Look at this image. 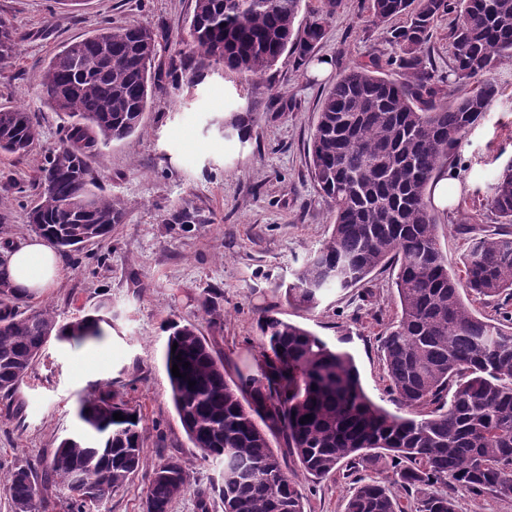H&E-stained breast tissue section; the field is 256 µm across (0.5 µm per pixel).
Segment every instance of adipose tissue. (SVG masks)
<instances>
[{
	"label": "adipose tissue",
	"instance_id": "1",
	"mask_svg": "<svg viewBox=\"0 0 512 512\" xmlns=\"http://www.w3.org/2000/svg\"><path fill=\"white\" fill-rule=\"evenodd\" d=\"M6 267L14 285L29 295L51 287L59 272L54 249L39 238L9 252Z\"/></svg>",
	"mask_w": 512,
	"mask_h": 512
}]
</instances>
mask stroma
<instances>
[{
    "label": "stroma",
    "instance_id": "1",
    "mask_svg": "<svg viewBox=\"0 0 512 512\" xmlns=\"http://www.w3.org/2000/svg\"><path fill=\"white\" fill-rule=\"evenodd\" d=\"M193 9L194 0H0V17L21 36L14 59L0 67V110L25 108L39 126L27 155H0V202L9 214L0 224V249L31 238L24 216L38 201L35 181L62 135L61 116L41 92L56 52L104 25H145L157 35L153 73L166 75L175 62L185 76L198 78L192 87L167 83L153 90L141 131L91 154L97 190L123 220L104 242L60 255L56 285L25 304L29 311L52 308L66 323L106 303L111 324L97 338L50 341L26 383L12 398L0 397V475L41 464L74 431L79 404L98 383L111 382L116 400L141 412L148 464L101 512H143L151 465L171 456L186 462L193 491L220 480L221 464L201 459L171 400L162 361L166 320L194 323L232 379L259 353V312L277 308L281 318L348 351L368 397L393 407L379 342L398 311L391 271L374 272L362 287L326 292L311 312L289 304L284 292L331 232L307 152L323 98L340 73L358 63L379 60L387 77L402 83L414 82V71L392 64L398 49L374 23L370 0H339L331 10L326 0H303L297 27L319 15L325 28L308 63L284 55L255 89L243 90L223 65L192 51ZM456 20V12L443 15L424 49L428 71L448 86L455 80L449 32ZM324 60L330 71L321 77L313 65ZM489 77L499 93L448 159L462 173L455 205L438 214L439 241L452 264L468 246L464 225H495L485 179L512 163V63ZM247 110L255 113L249 140L225 136V116ZM182 207L196 211L198 223H169ZM210 288L224 296L219 329L199 308ZM9 402L19 407L18 416L6 413ZM288 470L305 512H345L354 476L341 470L314 480L293 458ZM193 491L170 512H198Z\"/></svg>",
    "mask_w": 512,
    "mask_h": 512
}]
</instances>
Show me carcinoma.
<instances>
[{"label": "carcinoma", "instance_id": "1", "mask_svg": "<svg viewBox=\"0 0 512 512\" xmlns=\"http://www.w3.org/2000/svg\"><path fill=\"white\" fill-rule=\"evenodd\" d=\"M302 0H195L192 49L254 83L286 53L305 57L323 37L322 22L295 36ZM451 31L455 82L449 92L431 82L423 49L450 0H371L375 22L408 16L387 30L399 49L395 62L417 82L381 75L378 61L350 67L323 100L310 143L311 172L333 215L328 240L286 287V299L316 309L328 288L347 290L378 269L395 272L397 321L381 336L387 393L412 417L392 414L365 394L353 356L321 336L264 310L257 319L259 373L224 375V358L190 322L165 326L164 361L171 398L185 433L205 460L222 464L221 482L191 489L185 464H155L144 512H169L193 491L199 512L216 493L224 512H304L303 496L285 460L297 459L322 479L341 466L382 470L394 485L416 493L414 512H457L438 487L470 496H512V312L480 318L462 291L512 299V164L493 177L487 205L501 219L493 234H475L448 267L440 247L428 187L448 153L483 117L495 84L480 79L512 61V0H455ZM19 36L0 20V63L15 56ZM157 42L143 26L103 27L51 58L42 93L66 119L64 136L37 179L38 202L26 223L52 247L68 253L111 236L122 212L92 190L88 163L100 145L138 132L149 92ZM249 113H232L224 127L245 142ZM31 113L0 110V154L25 155L37 139ZM27 299L0 262V395H13L45 346L97 338L109 322L106 306L61 325L48 310L24 313ZM214 324L223 322L220 295L199 299ZM181 359H176V356ZM189 363L183 367V363ZM178 365L184 377L172 376ZM196 382L191 387L188 381ZM119 413L125 420L113 419ZM312 415L305 420L306 415ZM80 433L60 440L43 465L22 466L0 479L13 512H39L49 483L66 487L69 512L98 507L145 464L141 417L109 390L80 403ZM279 434L281 449L269 435ZM346 512H405L386 483L359 485Z\"/></svg>", "mask_w": 512, "mask_h": 512}]
</instances>
